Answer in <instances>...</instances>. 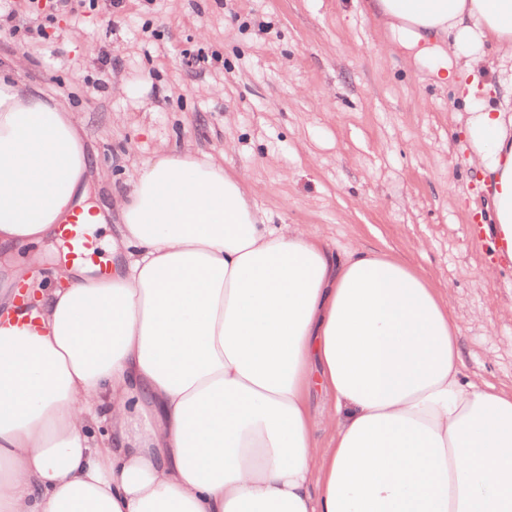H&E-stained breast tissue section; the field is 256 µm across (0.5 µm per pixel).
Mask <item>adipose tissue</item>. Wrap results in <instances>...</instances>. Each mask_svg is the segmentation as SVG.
<instances>
[{
  "label": "adipose tissue",
  "mask_w": 512,
  "mask_h": 512,
  "mask_svg": "<svg viewBox=\"0 0 512 512\" xmlns=\"http://www.w3.org/2000/svg\"><path fill=\"white\" fill-rule=\"evenodd\" d=\"M474 96L512 0H373ZM469 48L448 63L440 38ZM0 67V253L88 205L83 118ZM469 110V164L512 261V71ZM110 202L107 276L14 271L0 301V512H512V392L464 373L459 323L402 260L265 223L212 157L168 147ZM330 399L317 454L311 386Z\"/></svg>",
  "instance_id": "ef3b65f1"
}]
</instances>
